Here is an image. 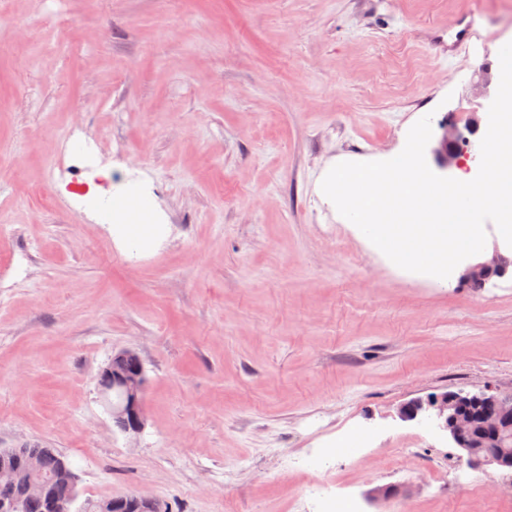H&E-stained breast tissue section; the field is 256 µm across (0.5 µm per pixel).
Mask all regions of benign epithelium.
<instances>
[{
	"label": "benign epithelium",
	"mask_w": 512,
	"mask_h": 512,
	"mask_svg": "<svg viewBox=\"0 0 512 512\" xmlns=\"http://www.w3.org/2000/svg\"><path fill=\"white\" fill-rule=\"evenodd\" d=\"M442 134L432 149L437 165L450 170L460 165L464 155L460 142L463 133L456 123L448 119L440 125ZM512 273V256L497 251L486 261L470 263L465 267L463 279L469 283H486L494 277ZM132 349H122L112 354V367L105 368L102 376L112 375V387L123 392V400L112 404V421L126 424L125 432L138 433L145 420L144 392L146 371L142 361L126 363ZM404 421L428 419L445 431L463 451L472 469L488 466L512 469V448L505 442L512 441V392L492 393L488 390L471 393L445 391L416 397L398 410ZM41 472L40 461L27 456L18 466L0 467V491L5 492L15 483L27 481ZM88 512H160L159 501L143 495L107 498L86 505Z\"/></svg>",
	"instance_id": "1"
}]
</instances>
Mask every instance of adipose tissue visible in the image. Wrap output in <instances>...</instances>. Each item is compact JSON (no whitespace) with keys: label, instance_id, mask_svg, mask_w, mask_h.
Segmentation results:
<instances>
[{"label":"adipose tissue","instance_id":"obj_1","mask_svg":"<svg viewBox=\"0 0 512 512\" xmlns=\"http://www.w3.org/2000/svg\"><path fill=\"white\" fill-rule=\"evenodd\" d=\"M156 215L140 184L121 183L112 188V222L128 249H137L153 234Z\"/></svg>","mask_w":512,"mask_h":512}]
</instances>
